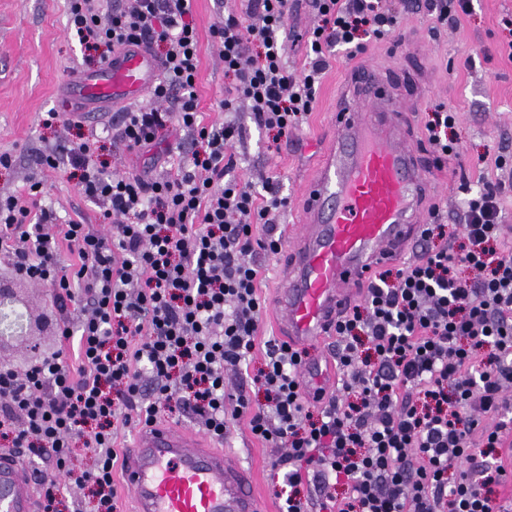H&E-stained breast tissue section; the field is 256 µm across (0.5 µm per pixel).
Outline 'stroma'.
<instances>
[{
	"mask_svg": "<svg viewBox=\"0 0 512 512\" xmlns=\"http://www.w3.org/2000/svg\"><path fill=\"white\" fill-rule=\"evenodd\" d=\"M199 38L200 74L196 91L199 107L210 122H223L220 103L227 93L220 46L210 34L225 13L241 11L240 0H192ZM69 0H0V153L15 158L11 169L0 171V197H25L30 181L42 184L41 203L61 220L93 227L102 223L98 204L81 194L69 167L38 165L40 152L79 140L102 139V155L110 171L146 172L157 176L175 171L181 156L178 136L142 155L130 154L106 139L105 126L113 110L85 117L81 129L64 124L47 128V112L72 114L71 86L86 71L85 55L68 30ZM512 0H473L470 14L437 24L422 11L402 10L400 28L384 41H368L363 53L336 51L317 93L307 121L288 139L273 143L255 127H248L234 151L242 186L262 188L265 178L290 204L281 215L282 227L303 223L301 193L323 153L325 135L353 81L365 67L387 75L395 93L415 106L411 131L415 149L431 175L433 190L425 204L437 208L441 223L461 225L464 201L485 181L505 186L501 204L505 222L512 226ZM455 112L454 134L460 157L436 164L425 136V121L436 107ZM503 166H496L497 157ZM0 276L14 281L32 313L34 340L39 353L60 348L62 314L52 288L17 278L0 262ZM219 448L235 455L254 474L256 487L268 500L269 512H280L281 472L273 463L282 451L265 446L250 433L245 421L231 425Z\"/></svg>",
	"mask_w": 512,
	"mask_h": 512,
	"instance_id": "1",
	"label": "stroma"
}]
</instances>
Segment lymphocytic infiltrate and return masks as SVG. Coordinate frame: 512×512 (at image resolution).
Listing matches in <instances>:
<instances>
[{
  "mask_svg": "<svg viewBox=\"0 0 512 512\" xmlns=\"http://www.w3.org/2000/svg\"><path fill=\"white\" fill-rule=\"evenodd\" d=\"M94 2L69 10L88 62L142 44L162 69L151 104L113 114V139L136 154L176 124L186 149L175 173L155 178L109 173L85 141L41 155L72 167L103 207L101 231L0 198V261L80 311L57 355L22 376L0 371V442L48 461L43 512H60L65 482L88 489L92 512H117V433L184 410L211 437L243 419L282 449V512H512L499 494L512 432V247L497 186L468 200L457 250L443 244L447 225L426 224L413 260L377 269L336 325L328 402L303 389L304 351L258 339V257L280 252L288 199L268 183L241 187L236 103L258 130L288 137L314 108L331 49L359 52L395 31L390 0H308L309 54L293 69L283 34L294 0H245L211 27L230 82L219 124L199 110L191 0H132L104 17ZM228 370L262 400L229 393ZM78 450L91 467L74 464Z\"/></svg>",
  "mask_w": 512,
  "mask_h": 512,
  "instance_id": "obj_1",
  "label": "lymphocytic infiltrate"
}]
</instances>
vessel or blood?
I'll use <instances>...</instances> for the list:
<instances>
[{
    "label": "vessel or blood",
    "mask_w": 512,
    "mask_h": 512,
    "mask_svg": "<svg viewBox=\"0 0 512 512\" xmlns=\"http://www.w3.org/2000/svg\"><path fill=\"white\" fill-rule=\"evenodd\" d=\"M159 77L147 49L131 46L81 74L77 89L88 102L115 103L150 92ZM357 83L356 102L337 112L304 188L307 217L276 301L285 339L307 347L329 339L375 264L404 254L431 189L405 105L372 70ZM122 483L131 512H266L252 473L237 458L170 423L141 426L125 450ZM0 512H38L33 474L8 456L0 457Z\"/></svg>",
    "instance_id": "b4317fda"
}]
</instances>
